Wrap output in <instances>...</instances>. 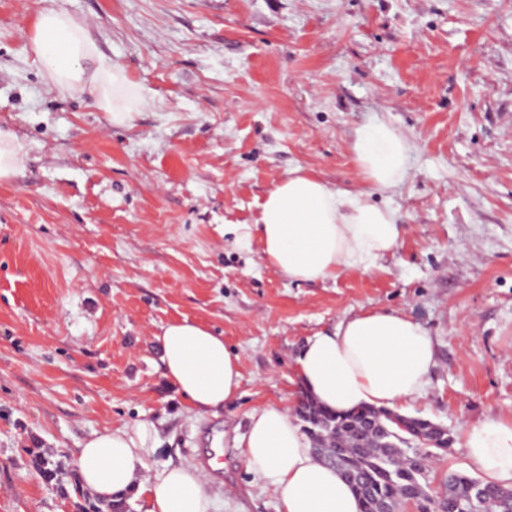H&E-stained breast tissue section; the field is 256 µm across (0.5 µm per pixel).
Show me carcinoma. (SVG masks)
I'll return each mask as SVG.
<instances>
[{
	"instance_id": "carcinoma-1",
	"label": "carcinoma",
	"mask_w": 512,
	"mask_h": 512,
	"mask_svg": "<svg viewBox=\"0 0 512 512\" xmlns=\"http://www.w3.org/2000/svg\"><path fill=\"white\" fill-rule=\"evenodd\" d=\"M298 413L312 447L349 483L361 512H403L409 501L418 512H512V489L454 471L446 475L441 494H429L433 453L416 444L423 438L444 449L450 438L427 419L369 407L331 413L308 398ZM477 486L480 496L472 492Z\"/></svg>"
}]
</instances>
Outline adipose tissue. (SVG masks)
<instances>
[{"label":"adipose tissue","mask_w":512,"mask_h":512,"mask_svg":"<svg viewBox=\"0 0 512 512\" xmlns=\"http://www.w3.org/2000/svg\"><path fill=\"white\" fill-rule=\"evenodd\" d=\"M30 50L61 93L89 95L112 123L127 124L147 104L118 64L101 56L87 26L67 12L47 8L28 35ZM357 172L370 192L330 188L302 169L272 189L257 224H235L233 243L259 239L268 266L297 283L333 280L350 269L368 270L395 250L404 233L390 195L408 167L411 145L394 126L376 121L351 144ZM378 200H371V193ZM165 375L199 415L217 414L241 385L240 356L222 336L189 320L162 327L157 337ZM436 356L432 339L400 310L370 311L342 320L308 339L296 359L305 396L332 412L359 406L393 409L420 396ZM152 421L108 428L73 456L82 486L103 502L132 489L157 445ZM248 467L275 493L279 512H361L350 486L312 449L308 436L284 407L252 410L244 436L233 437ZM471 469L485 482L512 487V422L488 418L467 428L463 440ZM144 512H210L209 481L198 469L172 466L143 485Z\"/></svg>","instance_id":"ef3b65f1"}]
</instances>
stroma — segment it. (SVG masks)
<instances>
[{"instance_id":"1","label":"stroma","mask_w":512,"mask_h":512,"mask_svg":"<svg viewBox=\"0 0 512 512\" xmlns=\"http://www.w3.org/2000/svg\"><path fill=\"white\" fill-rule=\"evenodd\" d=\"M49 7L145 91L130 124L47 83L27 34ZM377 120L412 151L391 196L405 232L375 268L295 283L225 237L295 168L364 189L350 145ZM0 125L26 154L0 183V512H110L72 456L141 418L149 472L220 448L211 512H278L231 438L295 407L308 338L370 310L434 341L405 408L453 438L433 490L469 473L468 427L512 421V0H0ZM183 319L241 357L219 415L164 375L156 337Z\"/></svg>"}]
</instances>
